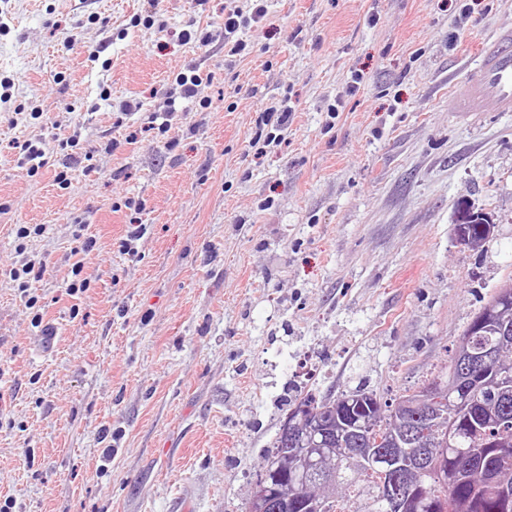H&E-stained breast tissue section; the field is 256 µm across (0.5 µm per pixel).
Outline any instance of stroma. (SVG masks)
I'll return each mask as SVG.
<instances>
[{
  "mask_svg": "<svg viewBox=\"0 0 512 512\" xmlns=\"http://www.w3.org/2000/svg\"><path fill=\"white\" fill-rule=\"evenodd\" d=\"M228 3L0 0L11 512H244L290 401L363 387L397 403L512 277V112L448 110L449 77L512 0H265L242 55L198 40ZM190 69L211 105L169 111ZM271 103L291 112L275 142L256 137ZM19 105L47 123L14 122ZM74 135L93 169L63 150L20 168L18 142ZM463 203L495 224L476 249L455 236ZM20 224L44 231L20 240ZM39 260L21 294L11 270ZM38 312L57 328L46 355Z\"/></svg>",
  "mask_w": 512,
  "mask_h": 512,
  "instance_id": "35a3bbf8",
  "label": "stroma"
}]
</instances>
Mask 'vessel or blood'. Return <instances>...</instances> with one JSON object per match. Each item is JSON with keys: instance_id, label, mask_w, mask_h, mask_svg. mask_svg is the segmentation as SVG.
<instances>
[{"instance_id": "obj_1", "label": "vessel or blood", "mask_w": 512, "mask_h": 512, "mask_svg": "<svg viewBox=\"0 0 512 512\" xmlns=\"http://www.w3.org/2000/svg\"><path fill=\"white\" fill-rule=\"evenodd\" d=\"M448 109L512 112V24L496 29L480 46V60L448 99Z\"/></svg>"}]
</instances>
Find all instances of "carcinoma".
<instances>
[{"mask_svg":"<svg viewBox=\"0 0 512 512\" xmlns=\"http://www.w3.org/2000/svg\"><path fill=\"white\" fill-rule=\"evenodd\" d=\"M463 220L473 248L493 233L486 216L468 206ZM488 308L492 313L486 325L475 332L476 319H471L448 371L439 377L448 383V393L438 401L423 398L408 412L403 403L391 409L365 389L336 400L308 394L291 401L290 415L302 408L322 411L328 423L322 441L327 453L305 486L285 485L294 468L287 456L294 435L278 430L264 461L279 459L288 473L279 475L281 491L269 500L267 512H387V500L418 483L423 489L416 512H512V477L505 489L478 494L486 466L504 463L487 444L498 441L512 448V278L483 306ZM418 442L427 454L448 457V471L440 477L420 475L412 454L404 452ZM462 456L484 464L459 475Z\"/></svg>","mask_w":512,"mask_h":512,"instance_id":"obj_1","label":"carcinoma"}]
</instances>
